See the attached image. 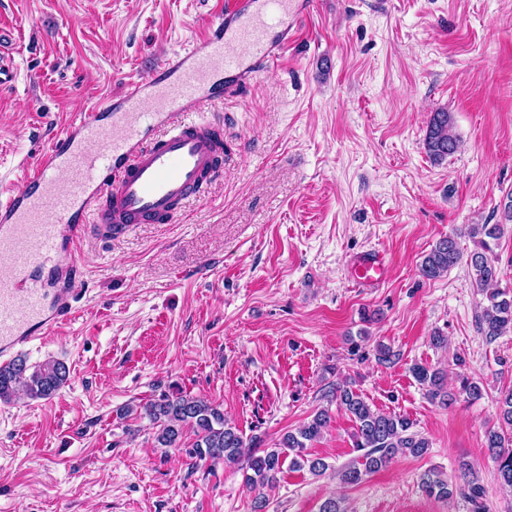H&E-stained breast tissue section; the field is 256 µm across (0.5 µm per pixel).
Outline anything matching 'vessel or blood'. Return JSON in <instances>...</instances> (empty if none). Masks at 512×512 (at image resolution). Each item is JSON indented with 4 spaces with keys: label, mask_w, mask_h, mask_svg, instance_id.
<instances>
[{
    "label": "vessel or blood",
    "mask_w": 512,
    "mask_h": 512,
    "mask_svg": "<svg viewBox=\"0 0 512 512\" xmlns=\"http://www.w3.org/2000/svg\"><path fill=\"white\" fill-rule=\"evenodd\" d=\"M315 0H226L209 31L154 79L113 96L108 115L84 114L24 181L0 200V361L44 341L75 312L87 228L117 236L168 224L223 172L224 122L201 110L209 90L232 95L278 67ZM9 30L0 28V86L11 82ZM386 275L384 257H358L363 288Z\"/></svg>",
    "instance_id": "b4317fda"
}]
</instances>
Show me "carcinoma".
<instances>
[{
  "instance_id": "cac0c4a2",
  "label": "carcinoma",
  "mask_w": 512,
  "mask_h": 512,
  "mask_svg": "<svg viewBox=\"0 0 512 512\" xmlns=\"http://www.w3.org/2000/svg\"><path fill=\"white\" fill-rule=\"evenodd\" d=\"M425 150L434 163H441L453 155L460 145L454 131L451 113L441 111L431 114L425 135ZM504 232V224H477L470 228L474 249L463 255L454 236L439 239L423 257L419 273L432 280L445 274L461 261H466L476 286L485 292L487 304L479 316V331L495 338L512 329V289L499 287V270L492 256V244ZM411 373L427 397L442 405L454 402L453 394L444 385V375L438 369L424 364H414ZM69 379L68 367L56 360L29 366L23 358L0 366V402L10 403L20 392L31 399H50L65 386ZM336 402L355 424L354 448L362 452V463L341 472L347 484L359 483L363 476L390 463L397 455L410 453L423 455L430 447L429 440L413 431V422L406 416L372 409L365 399L348 386L332 388ZM146 416L156 427L155 440L162 448H178L183 430L191 428L196 441L194 454L201 459L222 460L230 464H245V481L251 485L272 486L284 464L293 469L308 468L314 475H321L328 465L320 458H309L306 448L317 440L328 427L327 410L317 412L313 418L296 431L282 436L274 448H254L240 431L224 420V412L216 405L180 393L162 395L144 406ZM486 447L491 451L497 472L503 484L512 487V443L506 442L503 433L490 430L486 433ZM422 490L429 496L450 499L462 495L472 505V512H483V488L472 479L461 487L448 483L441 474L429 470L421 477Z\"/></svg>"
}]
</instances>
